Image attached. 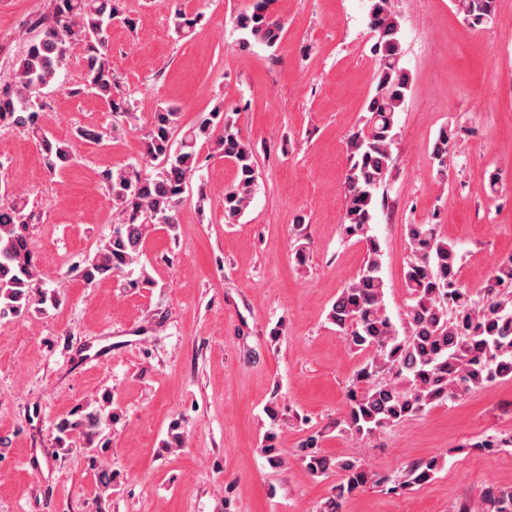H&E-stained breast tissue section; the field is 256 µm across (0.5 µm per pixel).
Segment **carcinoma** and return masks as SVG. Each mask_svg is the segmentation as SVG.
<instances>
[{"mask_svg":"<svg viewBox=\"0 0 512 512\" xmlns=\"http://www.w3.org/2000/svg\"><path fill=\"white\" fill-rule=\"evenodd\" d=\"M271 3L252 0V5L237 15L242 43L253 40L271 46L277 42L282 26L269 11ZM455 7L471 27L486 26L493 20L494 0H456ZM368 18L375 35L371 52L377 65L376 85L367 105L368 130L353 131L347 139L343 217L345 234L365 243L366 259L328 314L350 348L369 353L347 392L345 416L336 422V426L367 438L436 403L453 402L473 390L512 379V255L493 268L477 301L459 278L458 251L440 234L438 225L408 224L411 259L404 283L409 304L399 325L386 311L382 249L370 230L376 190L390 172L396 116L403 109L410 77L401 65V24L392 0H368ZM116 20L129 28L136 25L125 13L123 0H50L47 13L31 23L38 30L37 37L28 41L8 78L0 79V125L26 131L39 144L51 172L78 162L74 144L51 138L39 123L43 90L56 83L72 45H82L88 88L113 112L132 115L131 102L114 97L108 30ZM105 136L106 131L95 127L77 131L83 143L99 144ZM201 140L214 141L236 171L234 183L224 190V221L238 223L256 190V158L251 144L224 111V104L188 127L182 126L175 109L160 108L144 137V155L150 166L129 163L102 176L126 218L113 225L112 235L84 261L80 276L86 283L127 274L135 288L154 287L155 281L139 265V258L156 227L176 230L184 193L199 171L196 147ZM453 147V134L446 128L440 130L433 158L445 165ZM26 207L21 196L0 203V321L58 303L57 295L40 288L41 270L26 237L30 220ZM111 416L112 401L107 399L72 411L58 426L59 446L65 447L75 433L93 443L103 421ZM322 438L320 431L309 434L297 449L311 476L321 477L332 470L341 474L335 495L321 512H340L342 500L359 488L370 481L385 482L355 459L334 460L325 455ZM276 439V432L269 430L262 448L273 465L282 463ZM438 468L436 457L413 462L401 484L425 483ZM460 512H512V482L485 488L477 505L465 504Z\"/></svg>","mask_w":512,"mask_h":512,"instance_id":"1","label":"carcinoma"}]
</instances>
